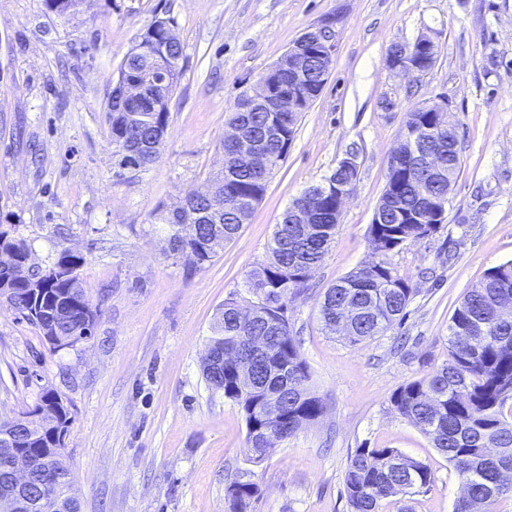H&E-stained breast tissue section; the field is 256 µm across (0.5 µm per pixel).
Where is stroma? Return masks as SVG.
<instances>
[{"instance_id": "35a3bbf8", "label": "stroma", "mask_w": 512, "mask_h": 512, "mask_svg": "<svg viewBox=\"0 0 512 512\" xmlns=\"http://www.w3.org/2000/svg\"><path fill=\"white\" fill-rule=\"evenodd\" d=\"M170 17L183 46L168 134L142 172L112 155L107 97L136 37ZM332 23L336 51L320 96L239 236L211 263L166 255L159 206L180 204L224 165L227 111L308 29ZM430 35L436 62L405 75L392 43ZM444 99L461 166L446 220L391 254L415 295L402 323L353 345L327 333V288L372 257L369 226L388 154L419 102ZM358 177L322 264L285 315L323 415L247 456L239 406L202 374L225 302L256 303L250 273L267 263L294 198L347 153ZM0 228L24 239L33 266L62 251L100 309L89 340L56 350L0 301V418L55 391L71 416L66 462L80 512H225V491L251 481L247 512H350L344 473L355 450L394 448L429 465L427 489L382 512H455L447 458L391 407L400 386L448 360V324L470 286L512 260V0H0Z\"/></svg>"}]
</instances>
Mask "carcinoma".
<instances>
[{
  "instance_id": "obj_1",
  "label": "carcinoma",
  "mask_w": 512,
  "mask_h": 512,
  "mask_svg": "<svg viewBox=\"0 0 512 512\" xmlns=\"http://www.w3.org/2000/svg\"><path fill=\"white\" fill-rule=\"evenodd\" d=\"M170 17L162 25L150 24L141 33L122 60L118 80L141 78L142 50L154 58L166 61L167 78L150 94L136 103L118 102L117 88L112 87V101L106 103L110 116L113 153L125 155L131 149H141L139 168H147L159 155V149L144 147L157 142L167 131L169 113L158 110L157 104L171 99L177 86L183 55L182 44L174 31ZM270 78L283 95L291 93L288 86V61L280 58L272 65ZM228 122L238 123L246 135L265 142L273 169L283 163L282 149L293 141L295 130L279 124L277 115L256 110L231 109ZM458 167L448 169V177L439 181L421 179L415 186L403 179L402 170L387 165V182L399 186L397 199L383 195L375 208L378 223L369 227L375 247V259L340 278L324 294L320 319L325 329L336 331V318L344 307L358 311L350 322L345 338L360 343L385 333L406 317V308L414 295L408 279L402 277L390 262V254L409 241L433 235L437 224H419L400 218L402 214L423 216L433 202L448 196ZM269 175L254 171L238 158L224 159L220 174L207 179L201 188L186 197L181 204V219L173 220L170 212L159 208L151 223L167 225L168 249L187 254L202 265L212 261L224 249V244L237 238L256 205L267 189ZM222 192L229 206L219 222L206 219L210 193ZM302 209L313 214L312 224L276 225L266 265L250 274L248 287L258 297L250 319L241 321L235 312V302H224V308L213 327L209 347L245 350L252 336H265L273 353L271 361L287 368L281 379L268 380L267 365L261 359H246L252 365L254 383L248 385L239 378L232 365L223 373L214 370L204 375L210 388L224 392V397L240 406L247 427V453L261 459L266 449L260 447L267 434L279 433L290 437L303 426L317 420L324 410L320 397L308 387L309 370L301 357L296 340L291 335L284 315L288 295L305 288L311 268L321 263L336 233V200L314 188L306 189L295 199ZM0 250H12L22 258L30 256L27 243L0 232ZM85 258L69 251L62 252L55 266L56 278L36 283L43 307L50 311L68 309L66 315L51 318L39 315L30 322L39 329L54 324L62 333L90 339L100 316L86 294L79 276ZM29 266L16 272L0 271V286L6 289L4 298L16 310L32 309L34 293L29 289L32 278ZM512 297V261L487 270L473 284L455 308L448 325V362L426 378L409 382L395 390L390 402L394 409L414 424L452 464L467 494L460 498L456 512H494L498 498L512 494V482L499 481L500 472L512 470V321L497 319L499 304L504 296ZM483 323L481 348L472 351V337L467 333L471 321ZM280 397L279 420L264 419L268 394ZM53 400L57 425L71 421L70 412L62 399L49 390L40 401ZM26 412L9 420H0V435H10L28 447L34 466L27 488L29 496L38 499L46 493L44 475L39 461L51 457L47 447L51 429L30 426ZM57 481L52 495L64 502H75L74 484L64 458L55 459ZM432 483V471L423 461L406 456L394 448H358L351 456L344 475V491L351 512H382V503L390 497L414 494Z\"/></svg>"
}]
</instances>
